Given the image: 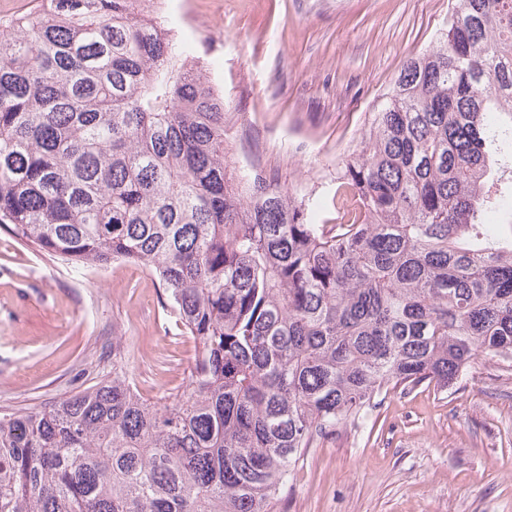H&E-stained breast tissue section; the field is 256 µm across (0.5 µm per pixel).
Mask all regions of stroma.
Returning <instances> with one entry per match:
<instances>
[{
  "label": "stroma",
  "mask_w": 512,
  "mask_h": 512,
  "mask_svg": "<svg viewBox=\"0 0 512 512\" xmlns=\"http://www.w3.org/2000/svg\"><path fill=\"white\" fill-rule=\"evenodd\" d=\"M449 0H163L224 96L231 161L259 149L281 185L312 190L358 148L403 61L445 28ZM177 387L194 344L144 267L73 269L0 229V409L50 405L112 371ZM287 512H512V370L486 358L442 391L381 394L296 466Z\"/></svg>",
  "instance_id": "obj_1"
}]
</instances>
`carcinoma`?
Wrapping results in <instances>:
<instances>
[{"label":"carcinoma","instance_id":"1","mask_svg":"<svg viewBox=\"0 0 512 512\" xmlns=\"http://www.w3.org/2000/svg\"><path fill=\"white\" fill-rule=\"evenodd\" d=\"M160 4L0 17V228L145 267L195 344L159 400L114 340L112 378L0 411V512H285L305 451L377 395L512 363V0H451L303 195L229 162L224 96Z\"/></svg>","mask_w":512,"mask_h":512}]
</instances>
